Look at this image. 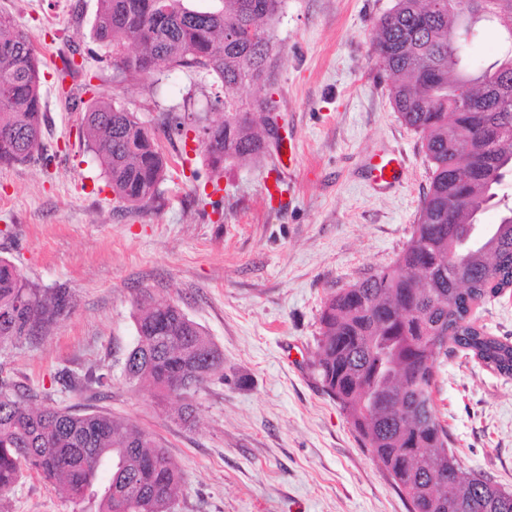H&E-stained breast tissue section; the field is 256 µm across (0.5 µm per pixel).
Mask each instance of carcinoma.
<instances>
[{
  "mask_svg": "<svg viewBox=\"0 0 512 512\" xmlns=\"http://www.w3.org/2000/svg\"><path fill=\"white\" fill-rule=\"evenodd\" d=\"M282 0H98L94 41L113 68L136 79L171 70L212 75L224 87V118L203 129L202 164L214 175L269 151V97L245 103L238 90L265 84L276 67L271 25ZM484 27L501 49L475 65L465 46ZM393 77L391 98L423 135L432 177L418 224L396 262L328 294L320 313L315 366L372 459L408 512H512V492L465 467L434 403L435 366L461 349L512 376V343L472 320L475 305L512 282V206L497 189L512 178V0H397L373 38ZM39 53L30 36L0 15V166L45 161ZM66 99L82 112L87 150L121 210L159 196L169 158L159 135L183 136L202 117L166 112L158 125L110 101ZM497 222L481 223L489 209ZM68 289L39 288L0 257V345L33 343L71 308ZM137 341L122 367L130 383L182 400L176 417L194 423L191 390L224 369L202 327L167 300L139 304ZM64 389L88 379L62 370ZM33 394L0 376V495L23 473L44 477L96 512H170L181 474L155 436L132 421L92 409L32 406Z\"/></svg>",
  "mask_w": 512,
  "mask_h": 512,
  "instance_id": "1",
  "label": "carcinoma"
}]
</instances>
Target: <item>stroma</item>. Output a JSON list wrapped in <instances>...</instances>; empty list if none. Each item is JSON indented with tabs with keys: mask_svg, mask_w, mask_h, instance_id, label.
Instances as JSON below:
<instances>
[{
	"mask_svg": "<svg viewBox=\"0 0 512 512\" xmlns=\"http://www.w3.org/2000/svg\"><path fill=\"white\" fill-rule=\"evenodd\" d=\"M395 3L284 0L267 91L297 143L294 163L273 147L214 181L198 137L164 138L173 164L159 197L123 213L64 89L92 83L97 97L154 124L185 108L220 117L219 83L188 70L125 80L96 53L97 0H0V14L39 47L48 154L0 167V256L39 287L65 285L73 300L47 336L0 345V371L78 408L88 394L65 390L56 373L102 376L91 387L99 407L152 432L182 473L171 512H407L312 366L325 297L393 264L431 181L423 138L395 111L392 78L373 52L375 25ZM68 55L83 67L60 84ZM383 148L406 157L391 192L368 180L369 158ZM269 176L290 182L288 204H268ZM144 297L178 304L224 354L223 374L191 395L193 428L175 419V398L120 376ZM474 317L512 342V292L486 298ZM435 403L462 463L512 491V377L451 352L436 367ZM0 512L95 507L27 473L0 496Z\"/></svg>",
	"mask_w": 512,
	"mask_h": 512,
	"instance_id": "1",
	"label": "stroma"
}]
</instances>
